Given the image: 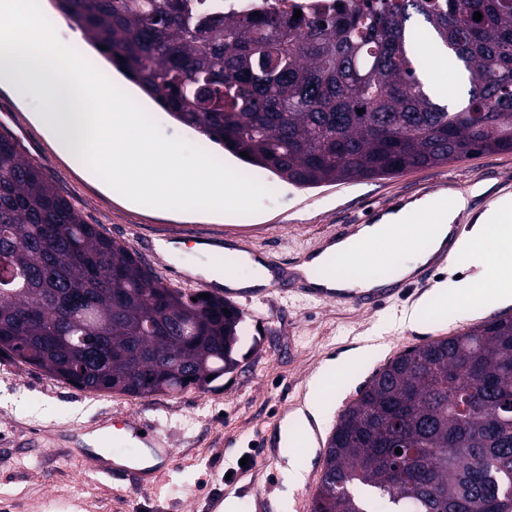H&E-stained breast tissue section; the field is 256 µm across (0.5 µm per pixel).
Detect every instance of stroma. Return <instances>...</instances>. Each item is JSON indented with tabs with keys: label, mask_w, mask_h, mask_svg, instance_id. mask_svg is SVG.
Here are the masks:
<instances>
[{
	"label": "stroma",
	"mask_w": 512,
	"mask_h": 512,
	"mask_svg": "<svg viewBox=\"0 0 512 512\" xmlns=\"http://www.w3.org/2000/svg\"><path fill=\"white\" fill-rule=\"evenodd\" d=\"M141 105L165 136L220 154L218 145L174 120L148 98ZM38 97L0 89V133L18 153L39 165L56 191L88 224L125 243L172 287L200 291L206 280L186 273L202 261L196 242L232 245L291 270L319 248L340 224H360L375 210L390 211L409 201L453 189L470 194V214L481 213L498 196L512 194V152L475 155L445 165L409 169L387 178L301 188L269 171L248 170L271 195L253 214L214 215L130 205L103 180H91L34 122ZM178 236V253L168 257L157 244ZM424 287L396 293L376 308L311 299L285 288L230 297L244 315L237 369L216 391L133 397L74 388L42 370L0 355V512H208L224 497L226 512H312L324 470V449L305 446L304 422L293 417L303 405L310 376L327 360L374 346L365 362L352 361L330 388L339 402L320 421L330 436L338 416L372 375L406 349L455 336L496 316H512V304L472 308L467 302L426 309L413 328H396L393 316L412 305ZM113 417L153 423L175 450L170 465L143 489L115 473L99 478L87 458L76 455L83 435L102 432ZM248 465H241V458ZM299 465L302 485L288 486L284 470Z\"/></svg>",
	"instance_id": "stroma-1"
}]
</instances>
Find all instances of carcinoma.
Listing matches in <instances>:
<instances>
[{
  "label": "carcinoma",
  "mask_w": 512,
  "mask_h": 512,
  "mask_svg": "<svg viewBox=\"0 0 512 512\" xmlns=\"http://www.w3.org/2000/svg\"><path fill=\"white\" fill-rule=\"evenodd\" d=\"M54 4L175 120L301 187L512 151V0H363L302 33L274 14L202 18L192 0ZM415 16L467 71L465 107L419 80ZM191 297L0 135V353L90 392L216 391L239 365L244 313ZM378 502L512 512L511 316L406 350L341 415L312 512Z\"/></svg>",
  "instance_id": "cac0c4a2"
}]
</instances>
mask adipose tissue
I'll return each instance as SVG.
<instances>
[{
    "mask_svg": "<svg viewBox=\"0 0 512 512\" xmlns=\"http://www.w3.org/2000/svg\"><path fill=\"white\" fill-rule=\"evenodd\" d=\"M469 197L459 191H443L437 197L419 199L393 208L376 223L359 226L351 235L325 243L299 265L302 275L325 269L326 277L317 279L320 287L339 291H368L372 280L354 279L338 274L337 262H357L361 246H392L395 236H403L412 259L404 266L401 277L407 278L427 264L442 249L448 238H455L456 256L477 266L475 275L465 279H448L436 284L427 301L436 305L459 299L512 302V195L492 201L474 224L458 227L456 220L469 207ZM241 271L220 267H203L199 273L209 281L232 290H255L269 285L273 274L264 260L243 254Z\"/></svg>",
    "mask_w": 512,
    "mask_h": 512,
    "instance_id": "ef3b65f1",
    "label": "adipose tissue"
}]
</instances>
